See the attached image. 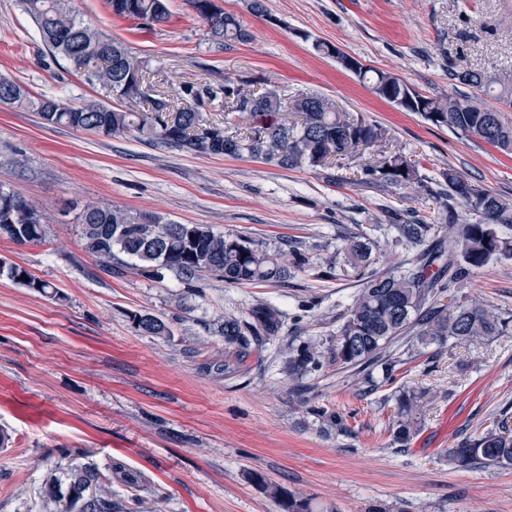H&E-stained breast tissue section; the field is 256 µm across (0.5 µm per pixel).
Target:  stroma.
<instances>
[{"mask_svg": "<svg viewBox=\"0 0 512 512\" xmlns=\"http://www.w3.org/2000/svg\"><path fill=\"white\" fill-rule=\"evenodd\" d=\"M86 19L146 58L177 95L186 81L256 75L288 95L315 92L382 127L394 149L420 161L423 186L361 182L356 163L335 181L303 165L285 170L229 157L185 154L132 139L95 137L44 125L0 103V184L51 216L44 243L0 238V258L57 285L54 301L0 277V512H50L42 487L85 450L108 472L119 462L147 481L151 512H282L261 472L308 499L312 512H512V466L460 469L450 448L512 411V332L481 342L413 349L407 384L427 391L421 429L394 444L391 387L361 393L357 370L336 363L289 380L288 343L329 342L359 282L344 265L323 276L326 258L371 224H469L476 217L443 194L453 169L512 201V155L438 127L377 97L313 41L336 45L361 64L394 74L432 98L465 96L450 73L484 70L512 83V0H223L252 33L247 43L211 48L189 0H168L170 19L153 28L113 16L103 0H75ZM0 75L29 91L78 104L93 89L64 59L49 55L18 5L0 0ZM115 204L182 224L266 243L288 244L310 266L282 283L193 286L168 276L108 275L86 253L75 217L82 205ZM454 305L481 298L512 320V253L457 281ZM261 301L284 313L281 336L241 371L224 373V340L210 328ZM149 313L171 335L139 333L130 316ZM345 417L347 433L326 434L313 408Z\"/></svg>", "mask_w": 512, "mask_h": 512, "instance_id": "stroma-1", "label": "stroma"}]
</instances>
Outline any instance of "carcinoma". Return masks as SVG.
I'll return each instance as SVG.
<instances>
[{"mask_svg":"<svg viewBox=\"0 0 512 512\" xmlns=\"http://www.w3.org/2000/svg\"><path fill=\"white\" fill-rule=\"evenodd\" d=\"M39 29L52 56L71 63L97 96L73 105L44 94L36 95L15 80L0 76V102L34 112L47 125L65 126L104 138H132L153 146L189 154L250 159L294 169L307 164L321 167L328 179L332 169L383 139L382 129L360 117L339 112L319 94L292 98L268 84L260 98L249 87L260 79L227 78L222 83L192 81L181 85L183 105L159 86L146 97L149 107L134 111L125 106L139 94L153 71L149 61L135 56L121 42L84 20L73 0H19ZM111 13L154 27L168 22L167 0H105ZM191 6L207 25L209 43L222 50L231 42L245 43L251 32L240 19L224 11L216 0H191ZM313 49L327 55L370 85L381 99L407 112L420 114L440 127L471 135L506 152H512V125L498 110L486 109L469 100H438L415 91L399 77L362 65L339 47L322 41ZM457 83L482 93L493 80L481 69L453 73ZM224 111V124L208 123L202 107ZM245 123L232 122L233 114ZM419 162L393 152L361 168V180L407 186L417 179ZM451 195L461 199L479 220L471 224H392V241L415 250L413 259L388 272L372 269L377 226L363 228L353 240L336 249L326 260V274L336 268V257L361 278L345 320L326 346L312 339L285 351V369L299 379L322 368L325 359L364 372L363 384L374 391L393 388L396 422L392 441L407 446L419 430L417 411L421 397L399 381L401 369L412 360L401 359L391 348L402 336L412 334L425 347L444 346L449 341L473 342L508 332L509 321L475 299L447 313L438 298L461 278L487 267L509 249L500 228L512 227V204L493 193L476 188L452 169L441 172ZM85 250L96 258L105 273L163 279L172 274L186 282L216 276L229 285L278 283L288 277V268L303 270L308 258L270 251L264 244L238 235L217 233L208 224H180L154 213H137L116 205L86 204L77 216ZM50 215L18 191L0 185V236L18 245L45 241ZM27 280H21V276ZM0 277L46 297L61 298L51 282L38 279L15 263L0 260ZM133 322L146 336H168L162 319L136 313ZM281 310L271 303L253 305L244 318L224 317L219 334L224 338V374L239 371L246 359L262 355L265 341L279 336ZM316 418L342 432V416L323 408L311 409ZM459 468L477 465L512 466V415L499 414L492 426L475 432L448 449ZM283 512H310L307 501L282 488L267 485ZM43 497L66 504L65 512H123L126 505L112 499V477L90 464H74L65 481L53 479L43 488Z\"/></svg>","mask_w":512,"mask_h":512,"instance_id":"obj_1","label":"carcinoma"}]
</instances>
